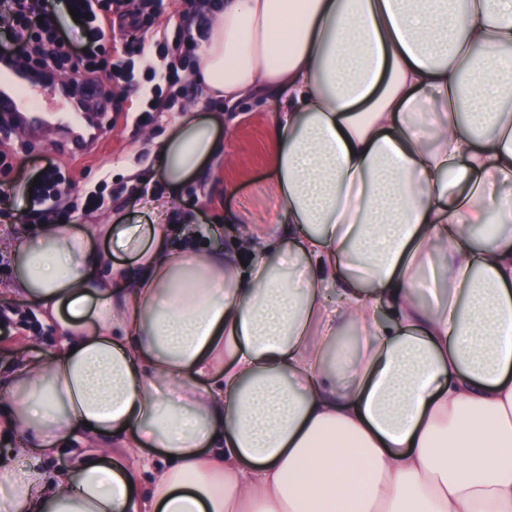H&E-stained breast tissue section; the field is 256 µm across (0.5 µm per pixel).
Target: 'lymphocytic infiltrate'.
Returning a JSON list of instances; mask_svg holds the SVG:
<instances>
[{"label":"lymphocytic infiltrate","instance_id":"f902f5d3","mask_svg":"<svg viewBox=\"0 0 512 512\" xmlns=\"http://www.w3.org/2000/svg\"><path fill=\"white\" fill-rule=\"evenodd\" d=\"M162 0H0V65L32 60L43 75L74 68L85 81L99 84L102 109L123 113L125 119L144 124L172 111L184 85L183 74L197 42L193 25H205L202 13L179 22L161 21ZM128 19L125 33L104 49L101 33L113 17ZM146 68V84L137 99L126 87L136 77L138 66ZM35 185L20 182L0 192V199L21 198L39 205L45 223H68L85 217L105 203L102 192L90 193L85 201L67 207L58 199L64 176L56 163L41 166Z\"/></svg>","mask_w":512,"mask_h":512}]
</instances>
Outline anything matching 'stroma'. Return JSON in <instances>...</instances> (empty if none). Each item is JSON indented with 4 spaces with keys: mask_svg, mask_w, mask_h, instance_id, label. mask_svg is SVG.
Masks as SVG:
<instances>
[{
    "mask_svg": "<svg viewBox=\"0 0 512 512\" xmlns=\"http://www.w3.org/2000/svg\"><path fill=\"white\" fill-rule=\"evenodd\" d=\"M202 115L220 113L229 159L215 158L196 179L180 191L183 210L197 214V227L204 230L224 221L225 213L241 211L263 214L272 210L274 202L265 190L269 173L267 160L271 146L266 138L273 114L266 105L247 103L237 111H225L223 103L215 102L194 81H186L182 95V111L164 115L156 122L143 126L126 123L124 118L103 120L98 136L101 145L91 157L73 161L55 151L49 130L37 133L29 144L15 137L0 142V151L7 153L9 164L0 167V188L9 187L20 177L30 175L39 158L53 160L65 167L72 198L82 197L86 190L108 180L119 189L120 197L107 201L90 216V224L143 223L147 215L140 208L132 188L144 182L156 164L154 148L175 128L182 113ZM237 186L234 194L224 192L225 182ZM7 315L14 330L9 339H0V367L8 368L16 357L49 355L56 347L55 330L41 317L40 310L22 297L0 300V315Z\"/></svg>",
    "mask_w": 512,
    "mask_h": 512,
    "instance_id": "obj_1",
    "label": "stroma"
}]
</instances>
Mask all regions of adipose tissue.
I'll list each match as a JSON object with an SVG mask.
<instances>
[{
    "instance_id": "obj_1",
    "label": "adipose tissue",
    "mask_w": 512,
    "mask_h": 512,
    "mask_svg": "<svg viewBox=\"0 0 512 512\" xmlns=\"http://www.w3.org/2000/svg\"><path fill=\"white\" fill-rule=\"evenodd\" d=\"M511 75L512 0H224L195 79L271 106L275 210L188 232L190 114L149 223L0 245L60 339L0 376V512H512ZM69 448H57L48 453L43 465L48 469L65 470L73 465L76 453L84 448L79 442H75Z\"/></svg>"
}]
</instances>
